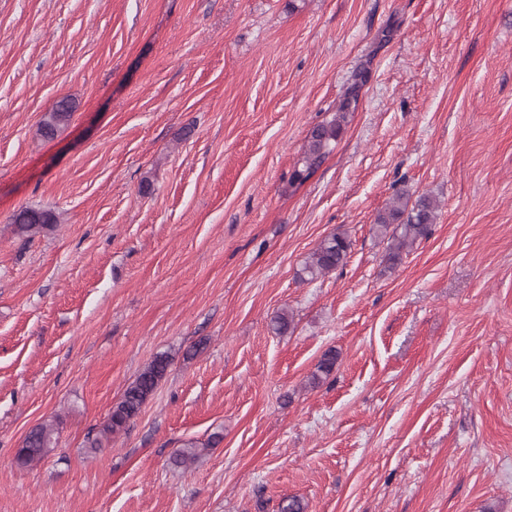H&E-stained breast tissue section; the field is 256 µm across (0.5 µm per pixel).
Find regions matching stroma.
I'll return each instance as SVG.
<instances>
[{
  "label": "stroma",
  "mask_w": 512,
  "mask_h": 512,
  "mask_svg": "<svg viewBox=\"0 0 512 512\" xmlns=\"http://www.w3.org/2000/svg\"><path fill=\"white\" fill-rule=\"evenodd\" d=\"M401 190L440 207L392 269L374 223ZM25 208L57 222L18 235ZM337 231L346 265L304 280ZM161 354L155 395L91 450ZM50 421L56 446L17 467ZM193 439L209 452L175 466ZM292 497L512 512V0H0V512ZM364 74L356 72L353 82L346 88L341 99L336 103L335 112L329 120L314 126L307 137V144L295 169L296 180L303 181L314 174L326 157L333 152L344 132L348 117L354 112L359 101L360 91L364 86ZM73 109V103L67 97L55 102L51 110L46 112L39 122L37 134L44 140L54 139L69 124ZM57 433L58 428L53 422H45L34 427L17 451V465L29 467L47 456L56 444Z\"/></svg>",
  "instance_id": "1"
}]
</instances>
